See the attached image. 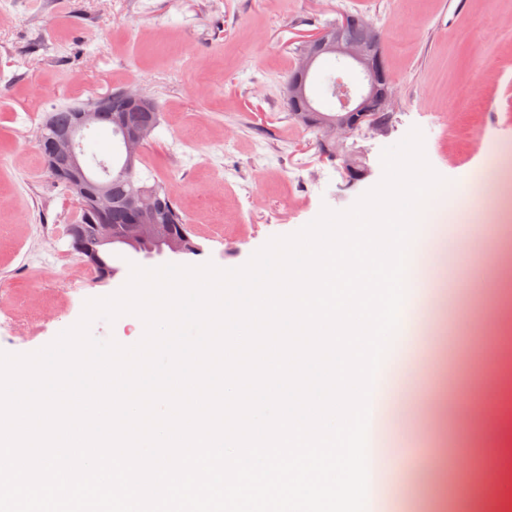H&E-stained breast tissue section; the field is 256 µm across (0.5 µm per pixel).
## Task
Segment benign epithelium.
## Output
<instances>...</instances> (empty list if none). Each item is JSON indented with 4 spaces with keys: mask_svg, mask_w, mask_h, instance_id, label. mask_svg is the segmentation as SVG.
Instances as JSON below:
<instances>
[{
    "mask_svg": "<svg viewBox=\"0 0 512 512\" xmlns=\"http://www.w3.org/2000/svg\"><path fill=\"white\" fill-rule=\"evenodd\" d=\"M323 59L336 62L337 71L328 84L336 99V119L325 120L317 127L344 144L350 138H368L386 132L365 109L373 97L392 107L394 88L388 73L380 33L364 16L344 14L332 28L321 29L304 40L298 63L288 79L285 96L290 112H320L313 93L316 67ZM122 101V110L112 111V100ZM158 103L134 89L103 94L85 103L70 106L72 121L63 127L46 119L37 132L35 145L45 158V168L52 178H61L77 201L83 216L97 218L86 225L82 235L71 234L73 249L99 259L100 252L112 258L135 260L160 258L188 261L202 253L183 233L174 232L168 224L156 223L164 210L159 194L135 188L131 178L141 158L144 143L156 126ZM113 128L119 135L123 158L120 179L128 184L121 194L115 192L117 178L112 168L95 166L83 149L86 134L98 128ZM370 175L361 162L347 158L342 165V178L348 186ZM122 200L131 216L129 224L110 221L112 206Z\"/></svg>",
    "mask_w": 512,
    "mask_h": 512,
    "instance_id": "benign-epithelium-1",
    "label": "benign epithelium"
}]
</instances>
